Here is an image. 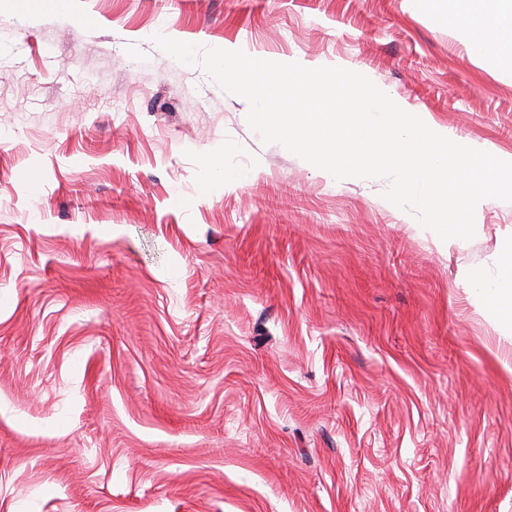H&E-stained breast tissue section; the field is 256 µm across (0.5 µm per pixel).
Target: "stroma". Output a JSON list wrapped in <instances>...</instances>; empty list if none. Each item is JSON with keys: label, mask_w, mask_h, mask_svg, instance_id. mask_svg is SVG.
<instances>
[{"label": "stroma", "mask_w": 512, "mask_h": 512, "mask_svg": "<svg viewBox=\"0 0 512 512\" xmlns=\"http://www.w3.org/2000/svg\"><path fill=\"white\" fill-rule=\"evenodd\" d=\"M447 9L0 0V512H512V327L468 288L512 206L443 243L153 40L341 66L512 155V70Z\"/></svg>", "instance_id": "1"}]
</instances>
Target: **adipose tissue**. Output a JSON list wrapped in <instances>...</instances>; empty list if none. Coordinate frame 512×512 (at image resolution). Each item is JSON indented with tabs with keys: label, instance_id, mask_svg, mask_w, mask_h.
Here are the masks:
<instances>
[{
	"label": "adipose tissue",
	"instance_id": "adipose-tissue-1",
	"mask_svg": "<svg viewBox=\"0 0 512 512\" xmlns=\"http://www.w3.org/2000/svg\"><path fill=\"white\" fill-rule=\"evenodd\" d=\"M448 25H462L471 52L481 61L512 63V0H451ZM502 274L482 271L470 277L474 297L489 305L500 319L512 325V239L502 250Z\"/></svg>",
	"mask_w": 512,
	"mask_h": 512
}]
</instances>
